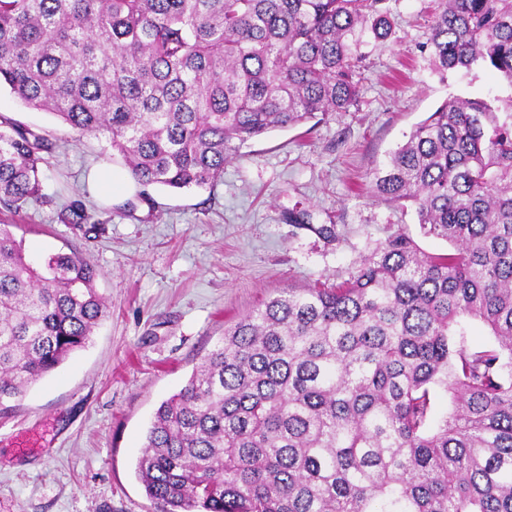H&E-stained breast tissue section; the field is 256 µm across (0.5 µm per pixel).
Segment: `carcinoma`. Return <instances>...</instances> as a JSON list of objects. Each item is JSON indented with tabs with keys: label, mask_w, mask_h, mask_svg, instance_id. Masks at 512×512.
I'll use <instances>...</instances> for the list:
<instances>
[{
	"label": "carcinoma",
	"mask_w": 512,
	"mask_h": 512,
	"mask_svg": "<svg viewBox=\"0 0 512 512\" xmlns=\"http://www.w3.org/2000/svg\"><path fill=\"white\" fill-rule=\"evenodd\" d=\"M385 0H0V86L146 188H213L236 144L356 106ZM434 70L512 87V0H441ZM448 101L370 172L453 250L403 230L350 278L290 288L224 330L158 407L137 463L157 512H512V103ZM56 141L0 115V205L40 202ZM61 221L85 224L82 200ZM290 224L337 238L290 211ZM97 270L0 225V411L85 347ZM494 342L473 346V327ZM451 407L431 423V392Z\"/></svg>",
	"instance_id": "1"
}]
</instances>
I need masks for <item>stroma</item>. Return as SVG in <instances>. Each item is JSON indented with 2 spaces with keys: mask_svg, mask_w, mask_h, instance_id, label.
I'll return each instance as SVG.
<instances>
[{
  "mask_svg": "<svg viewBox=\"0 0 512 512\" xmlns=\"http://www.w3.org/2000/svg\"><path fill=\"white\" fill-rule=\"evenodd\" d=\"M438 6L387 0L393 32L367 47L350 111L240 145L214 189L151 188L157 211L132 217L91 189L105 141L73 139L52 115L0 89V115L57 141L42 202L0 208V224L12 225L32 257L86 259L110 304L88 345L0 418V512H155L136 475L147 429L226 328L283 289L348 279L397 230L426 253L448 252L412 210L369 193L375 164L449 98L508 108L512 88L499 75L432 70L421 46ZM82 192L90 223H61L64 195ZM292 209L315 224L334 221L337 240L285 223Z\"/></svg>",
  "mask_w": 512,
  "mask_h": 512,
  "instance_id": "35a3bbf8",
  "label": "stroma"
}]
</instances>
